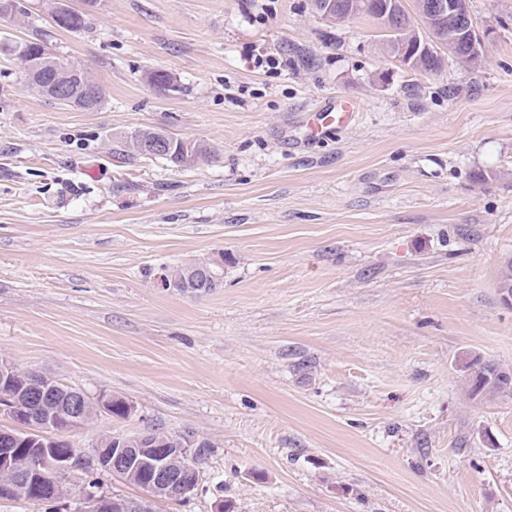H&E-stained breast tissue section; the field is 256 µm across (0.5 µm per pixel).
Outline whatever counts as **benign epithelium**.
Wrapping results in <instances>:
<instances>
[{"label":"benign epithelium","mask_w":512,"mask_h":512,"mask_svg":"<svg viewBox=\"0 0 512 512\" xmlns=\"http://www.w3.org/2000/svg\"><path fill=\"white\" fill-rule=\"evenodd\" d=\"M326 15L338 10L356 16L363 8L362 0H323L320 5ZM423 10L429 21L439 25L448 26V41H465L470 47L469 53L460 59V62L470 66L473 59L483 57V46L486 35L476 31L471 16L468 15L466 0H424ZM382 18L379 22L385 30L398 29L406 24V18L399 9L398 0H383L380 6ZM432 53V48L426 39H419L408 49H400L396 56L408 66L416 65V61ZM53 70L56 80L46 87V91L55 95H64L68 90L70 69L62 60H53ZM15 366L7 360L0 359V412L8 414L20 427L25 429L28 436L21 438L5 431L0 434L9 436L14 442L27 447L39 449V455L46 458L44 467L59 475H66L75 468L76 452L66 449L71 444V436L85 429L83 418L86 406L85 393L75 390L70 393L64 405L48 409L42 418L34 420L30 417L22 400L25 387L14 382ZM143 437H114L112 452L98 457L102 468L109 473L121 475L125 470L134 466H143L148 473V482L145 488L150 493L164 490L168 478L169 468L165 454L147 453V449L140 448ZM46 474L39 468H34L21 475L14 482L0 484V500H9L21 491H27L37 483L45 482ZM82 500L84 512H105L107 502L105 495L94 488H83Z\"/></svg>","instance_id":"obj_1"}]
</instances>
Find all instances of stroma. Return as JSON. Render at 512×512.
Listing matches in <instances>:
<instances>
[{
    "instance_id": "35a3bbf8",
    "label": "stroma",
    "mask_w": 512,
    "mask_h": 512,
    "mask_svg": "<svg viewBox=\"0 0 512 512\" xmlns=\"http://www.w3.org/2000/svg\"><path fill=\"white\" fill-rule=\"evenodd\" d=\"M467 2L482 61L436 75L311 0H101L80 33L49 0L0 16L105 91L60 105L0 52V358L131 405L82 448L161 427L199 459L187 496L103 491L152 512H512V393L474 400L462 370L512 368V0ZM339 97L354 120L310 138ZM142 129L211 155H127ZM201 262L218 288L162 287ZM204 263H198V264H189L186 266H181L179 268L173 269L168 275V281L169 283L173 284L175 287H184L182 292L191 293L194 295L197 294H203L211 291L213 288L217 287H204V286H196L195 282L193 281L192 271L198 267L202 266ZM167 278H164L162 280V286L167 288L168 282ZM186 286L190 287V289L185 288Z\"/></svg>"
}]
</instances>
